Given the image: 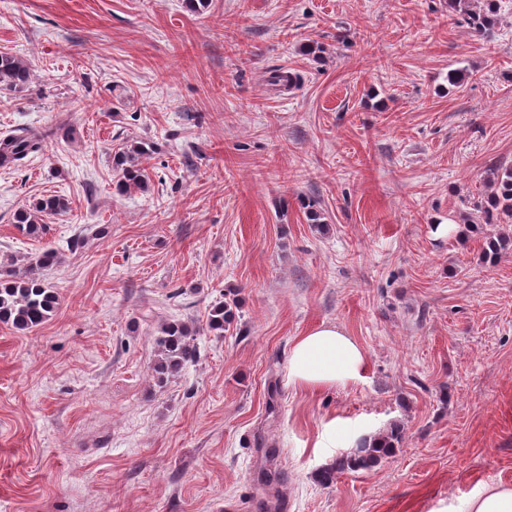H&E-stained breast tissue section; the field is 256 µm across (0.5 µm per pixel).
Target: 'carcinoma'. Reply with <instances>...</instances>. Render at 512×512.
Returning <instances> with one entry per match:
<instances>
[{"label": "carcinoma", "mask_w": 512, "mask_h": 512, "mask_svg": "<svg viewBox=\"0 0 512 512\" xmlns=\"http://www.w3.org/2000/svg\"><path fill=\"white\" fill-rule=\"evenodd\" d=\"M496 0H485L479 7L472 0H448V13L459 18L473 32L491 37L497 24ZM30 81V70L19 57L0 51V90L19 91ZM61 135L69 142L77 137L76 127L61 124L51 129H25L21 133L0 140V168L18 167L24 161L39 154L46 139ZM149 149L143 143H130L113 155V165L119 172L117 191L132 189L146 191L149 176L141 166L140 158ZM490 192L485 200L476 203L475 211L486 224H512V167L496 166L487 176ZM70 210V202L61 195L42 197L28 207L20 209L15 216L18 231L28 237H37L44 230L42 221L48 215H61ZM512 246V239L500 236L490 239L484 256L492 259ZM62 263V256L55 250H46L27 257L21 268H12L0 279V322L13 326L18 331H28L44 323L59 304L56 289L46 280V269ZM235 319L232 305L222 301L210 312L211 329L222 331ZM159 359L156 372L174 375L185 365L195 361L194 331L179 322H169L159 329L156 338ZM400 439V427L394 425L377 437L364 441L355 453L336 458L335 463L320 472L322 483L329 485L343 471L369 470L384 457L390 455L395 442Z\"/></svg>", "instance_id": "obj_1"}]
</instances>
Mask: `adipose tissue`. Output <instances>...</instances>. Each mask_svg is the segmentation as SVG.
<instances>
[{"label":"adipose tissue","instance_id":"1","mask_svg":"<svg viewBox=\"0 0 512 512\" xmlns=\"http://www.w3.org/2000/svg\"><path fill=\"white\" fill-rule=\"evenodd\" d=\"M366 355L341 327L321 324L297 337L288 359V378L300 389H323L362 377ZM450 512H512V487L487 485Z\"/></svg>","mask_w":512,"mask_h":512}]
</instances>
